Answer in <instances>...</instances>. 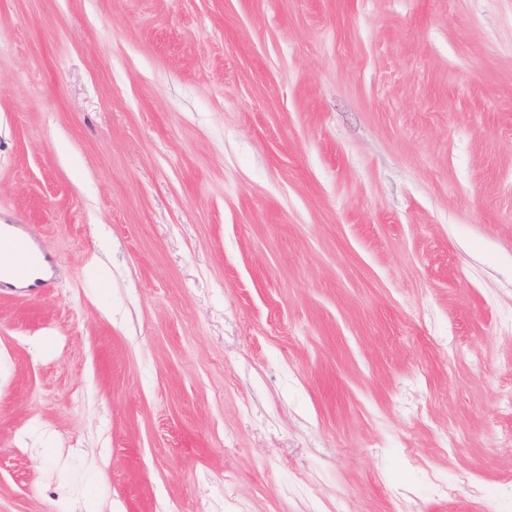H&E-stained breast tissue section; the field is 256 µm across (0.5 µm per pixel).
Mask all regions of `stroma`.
Here are the masks:
<instances>
[{
  "instance_id": "35a3bbf8",
  "label": "stroma",
  "mask_w": 512,
  "mask_h": 512,
  "mask_svg": "<svg viewBox=\"0 0 512 512\" xmlns=\"http://www.w3.org/2000/svg\"><path fill=\"white\" fill-rule=\"evenodd\" d=\"M0 512H512V0H0ZM34 262L29 241L21 236H0V286L4 270L16 281L24 280Z\"/></svg>"
}]
</instances>
